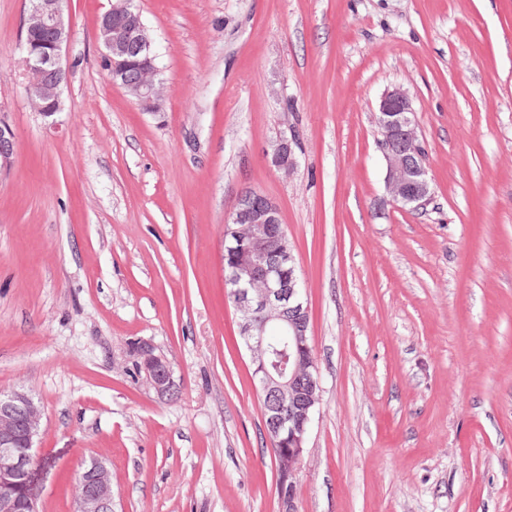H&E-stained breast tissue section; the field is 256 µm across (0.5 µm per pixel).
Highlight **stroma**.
I'll list each match as a JSON object with an SVG mask.
<instances>
[{"label":"stroma","instance_id":"1","mask_svg":"<svg viewBox=\"0 0 512 512\" xmlns=\"http://www.w3.org/2000/svg\"><path fill=\"white\" fill-rule=\"evenodd\" d=\"M164 110L113 85L66 0L64 112H33L25 0H0V390L41 402L33 495L73 512L89 457L120 512H279L224 291L242 191L279 207L319 402L298 512H512V0H134ZM413 100L432 198L390 203L374 112ZM296 139L295 166L271 143ZM171 362L177 397L136 368ZM15 149L14 132L7 124L0 121V172L6 171L11 166ZM294 137L287 134L280 135L274 142L269 153L271 162L284 172H289L294 164ZM139 352L143 358L146 381L160 399H170L177 393V384L169 361L156 353L155 346L148 341L139 343Z\"/></svg>","mask_w":512,"mask_h":512}]
</instances>
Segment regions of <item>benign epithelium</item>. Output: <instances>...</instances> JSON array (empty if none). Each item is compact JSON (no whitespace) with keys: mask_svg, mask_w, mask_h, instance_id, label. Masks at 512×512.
Here are the masks:
<instances>
[{"mask_svg":"<svg viewBox=\"0 0 512 512\" xmlns=\"http://www.w3.org/2000/svg\"><path fill=\"white\" fill-rule=\"evenodd\" d=\"M21 50L27 99L46 119L61 112V88L66 79L64 52L70 40L64 0H28ZM112 83L135 99L142 111L158 115L164 98L160 70L154 63L152 40L132 6V0H112L111 8L98 23ZM380 133L379 148L386 163V188L394 204H426L432 188L426 154L414 119L412 98L398 86L386 91L374 112ZM294 137L283 134L271 148V162L285 172L294 164ZM15 134L0 121V172L14 158ZM228 223L234 244L224 247L233 257L224 265V282L240 315L239 335L252 354V365L266 408V431L284 436L288 467L277 473V482L288 484V495H280L281 512H298L293 492L309 424L319 401L320 385L307 331L308 307L296 258L288 247V236L277 204L264 193L242 192ZM288 337V349L305 365L275 373L268 369L270 329ZM146 381L161 399L177 393L169 361L155 346L139 343ZM288 396V413L280 400ZM43 408L25 391H0V512H37L31 493L32 467L37 461L35 439ZM74 512H117L112 479L103 459L83 467L77 478Z\"/></svg>","mask_w":512,"mask_h":512,"instance_id":"7a95c632","label":"benign epithelium"}]
</instances>
